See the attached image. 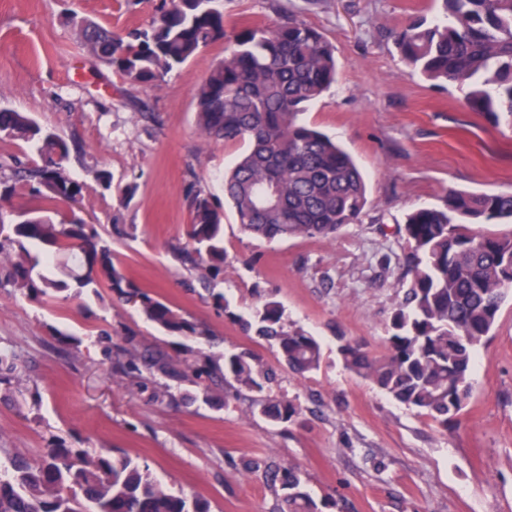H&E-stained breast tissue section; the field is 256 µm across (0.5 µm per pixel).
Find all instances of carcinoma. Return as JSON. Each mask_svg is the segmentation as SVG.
Listing matches in <instances>:
<instances>
[{
	"mask_svg": "<svg viewBox=\"0 0 512 512\" xmlns=\"http://www.w3.org/2000/svg\"><path fill=\"white\" fill-rule=\"evenodd\" d=\"M437 2L442 19L418 17L393 33L401 59L438 86H467L470 109L512 128V0ZM79 26L91 59L131 85H160L226 37L216 0H162L147 26L124 34L84 21ZM335 80L333 45L318 29L286 14L276 25L236 32L224 60L196 91L199 130L226 146L245 147L224 180L225 198L243 232L268 240L328 239L361 221L367 203L363 173L336 141L299 121L303 104ZM1 132L34 145L38 159L0 162V200L23 180L46 206L12 224L0 221V288L9 286L35 301L68 302L83 288L105 286L135 301L147 321L172 335H209L205 326L131 281L112 261L95 225L53 220L48 205L76 203L83 193L67 170L70 146L64 139L7 108H0ZM187 200L192 221L173 257L206 282L216 281L224 274V212L200 187H190ZM489 224H512V192L452 191L442 207L411 211L403 227L406 288L390 317L385 351L372 353L358 341L338 348L347 369L442 427L464 408L475 349L512 293V230L490 231ZM42 247L65 254L85 272L69 282L49 277ZM209 295L246 334L273 343L289 370L304 374L319 367V342L288 328L278 302L266 300L241 315L222 293L211 289ZM108 358L112 374L137 383L157 375L176 382L205 377L238 394H259L274 379L247 351L188 350L179 357L155 346L131 352L114 343ZM255 405L275 424L302 414L286 397L260 398ZM10 466L11 474L0 478V512H209L206 503L167 491L147 466L125 454L92 456L52 441L34 458H11ZM266 473L279 485L288 512H322L295 470Z\"/></svg>",
	"mask_w": 512,
	"mask_h": 512,
	"instance_id": "1",
	"label": "carcinoma"
}]
</instances>
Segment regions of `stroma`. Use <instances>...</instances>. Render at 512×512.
Returning a JSON list of instances; mask_svg holds the SVG:
<instances>
[{
  "instance_id": "35a3bbf8",
  "label": "stroma",
  "mask_w": 512,
  "mask_h": 512,
  "mask_svg": "<svg viewBox=\"0 0 512 512\" xmlns=\"http://www.w3.org/2000/svg\"><path fill=\"white\" fill-rule=\"evenodd\" d=\"M159 0H0V107L28 113L82 152L67 167L84 186L82 215L113 260L208 339L172 336L108 288L66 304L0 288V349L18 356L17 381L0 384V465L37 454L49 440L90 454L121 452L148 465L175 495L210 512H277L279 496L260 459L299 471L325 512H512V297L475 351L467 404L448 427L409 409L349 371L339 338L382 351L402 288L403 225L449 190H512V129L465 104L466 90L430 85L401 61L393 30L434 18L430 0H220L228 35L293 11L336 47L335 84L301 116L337 141L363 170L360 223L333 240L267 241L243 233L224 211V281L243 313L278 301L286 323L318 338L319 368L297 375L277 349L246 335L214 305L194 272L172 256L190 223L186 193L197 183L224 200V172L240 152L207 138L194 95L224 58L226 39L202 50L157 88L132 85L83 51L79 21L122 33L146 24ZM154 117L142 119L134 100ZM104 169L111 187L95 177ZM137 191L122 202L126 184ZM157 345L171 355L253 351L275 372L271 394L303 413L271 424L249 400L205 403L202 386L172 383L169 397L110 377L102 341Z\"/></svg>"
}]
</instances>
